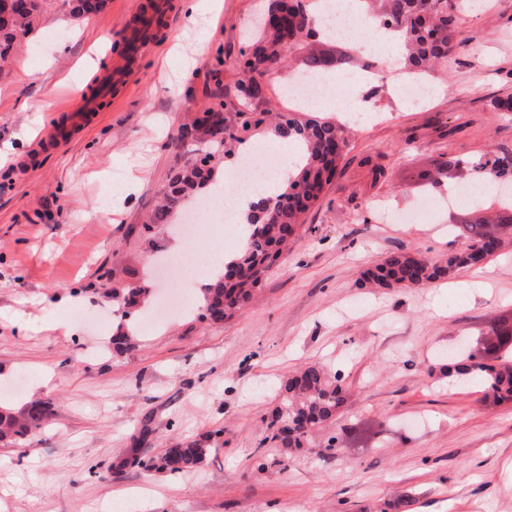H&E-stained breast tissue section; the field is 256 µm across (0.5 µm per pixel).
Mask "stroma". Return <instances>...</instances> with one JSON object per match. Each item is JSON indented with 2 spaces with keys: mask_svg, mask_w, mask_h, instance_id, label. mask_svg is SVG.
Masks as SVG:
<instances>
[{
  "mask_svg": "<svg viewBox=\"0 0 512 512\" xmlns=\"http://www.w3.org/2000/svg\"><path fill=\"white\" fill-rule=\"evenodd\" d=\"M154 0H107L73 17L53 0L24 50L0 70V403L52 413L19 445L0 443V512H512V402L486 406L479 385L449 377L460 349L491 322L512 324V241L483 266L414 288L372 287L363 271L392 251L440 260L467 244L448 227L475 217L438 207L403 214L468 183L448 158L512 150V0H465L463 44L420 104L368 101L306 233L251 302L203 316L205 268L240 242L200 219L188 252L183 215L148 218L159 190L206 141H179L204 107L235 99L242 32L263 0H223L189 26L169 0L151 41L127 60ZM207 51L192 52L198 45ZM123 78L76 124L71 111L98 70ZM70 128L60 142L51 127ZM178 259L174 277L163 268ZM193 279L188 310L112 353L113 293L150 289L146 313ZM320 364L350 405L308 447L285 449L268 424L281 382ZM373 428L351 450L329 437ZM218 432L205 465L142 467L173 440Z\"/></svg>",
  "mask_w": 512,
  "mask_h": 512,
  "instance_id": "35a3bbf8",
  "label": "stroma"
}]
</instances>
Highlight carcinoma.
Masks as SVG:
<instances>
[{"label":"carcinoma","instance_id":"cac0c4a2","mask_svg":"<svg viewBox=\"0 0 512 512\" xmlns=\"http://www.w3.org/2000/svg\"><path fill=\"white\" fill-rule=\"evenodd\" d=\"M76 16L102 10L106 0H66ZM51 0H13L9 9L0 7V62L8 61L38 27L40 17ZM365 15L393 32L402 48L401 70L432 77L435 67L448 59L460 45L459 16L455 0H360ZM312 0H267L257 30L249 40L245 71L247 82L240 95L218 107L203 111L207 121L196 118L181 127L179 140L205 138L214 148L185 163L168 185L161 189V202L151 216L154 224H165L171 214L186 207L199 190L213 184L216 175L212 159L222 152L234 156V147L246 139L271 131L281 139L301 146L297 171L275 197L253 205L248 216L247 241L235 258L224 265L220 279L204 289V311L214 322H221L242 309L252 293L267 277L288 243L304 231L302 215L320 198L331 183L349 147L350 128L334 112H290L274 115L266 123V113L257 111L265 101L264 84L259 77L276 75L293 53L303 55L310 72L328 73L349 64L347 58H333L325 50L309 47L315 37L309 6ZM465 165L474 173L491 174L497 182L512 183V152L486 153L447 161ZM492 223L466 224L467 248L431 260L418 253L399 249L364 273L365 280L381 287L432 285L448 279L462 268L478 265L481 257L497 253L504 238L512 237V200H498ZM134 347V337L116 327L112 351L122 354ZM453 371L479 381L485 397L495 403L512 401V325L493 324L481 346L460 353ZM282 401L269 428L288 425V435L279 441L283 448H302L312 436L332 421L346 404L338 377H330L318 365H310L286 378L281 385ZM52 414L48 402H35L17 414L0 406V437L21 442L31 430ZM211 436L178 439L165 449L160 467L171 473L190 472L206 461Z\"/></svg>","mask_w":512,"mask_h":512}]
</instances>
